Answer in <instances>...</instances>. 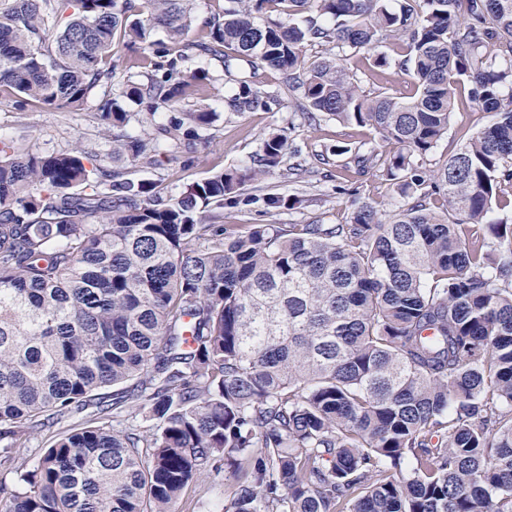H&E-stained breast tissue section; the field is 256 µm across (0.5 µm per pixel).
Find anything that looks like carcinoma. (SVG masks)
Here are the masks:
<instances>
[{
    "label": "carcinoma",
    "mask_w": 512,
    "mask_h": 512,
    "mask_svg": "<svg viewBox=\"0 0 512 512\" xmlns=\"http://www.w3.org/2000/svg\"><path fill=\"white\" fill-rule=\"evenodd\" d=\"M191 2L0 0V98L83 109L119 38L140 79L99 117L112 156L148 166L213 139L204 111L125 132L131 106L205 91L186 60L224 63L238 114L278 103L258 79L281 71L297 111L380 135L336 154L400 205L355 198L342 224L218 223L299 153L281 133L257 167L169 201L77 148L0 140V466L16 475L0 512H177L223 470L224 512H512V217L488 219L512 183V0H227L193 33ZM359 55L415 93L366 88ZM461 84L493 119L428 170ZM87 410L151 425L69 423ZM61 424L33 468L16 464Z\"/></svg>",
    "instance_id": "carcinoma-1"
}]
</instances>
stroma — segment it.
<instances>
[{"label": "stroma", "mask_w": 512, "mask_h": 512, "mask_svg": "<svg viewBox=\"0 0 512 512\" xmlns=\"http://www.w3.org/2000/svg\"><path fill=\"white\" fill-rule=\"evenodd\" d=\"M185 71L206 70L211 88L207 95L160 108L155 114L140 113L133 117L126 131L134 137L153 131L159 125H171L179 121L184 112L200 106L216 113L212 132L215 136L210 145H198L194 152L181 153L178 157H160L158 163L148 168L132 167L131 179H146L156 183L161 195L178 197L189 185L201 181L213 173L233 167L253 165L261 140L272 131H285L300 156L313 160L315 155L328 157L325 165L301 181H285L280 174L267 176L249 183L243 190L244 204L224 211V224H308L322 220L326 224L342 223L352 198L376 202L381 209H391L395 200L392 185L379 177L359 175L345 170V157L333 155L336 145H356L362 140L376 139L374 130L343 124L295 111L288 100H281L272 110H257L237 116L224 110V97L228 87L224 81V65L208 56H197L187 61ZM492 120L491 113L482 111L459 100L447 136L434 153L435 159H445L455 153L475 131ZM0 138L18 140L28 149L52 154L73 147H80L88 158L104 159L112 146L105 136L98 119L95 103H88L83 110L15 109L9 99L0 100ZM343 185L344 193H337L336 185ZM302 194L308 204L297 210L266 211L263 199L266 195ZM235 489V479L227 472L201 478L185 489L178 512H221L224 501Z\"/></svg>", "instance_id": "35a3bbf8"}]
</instances>
